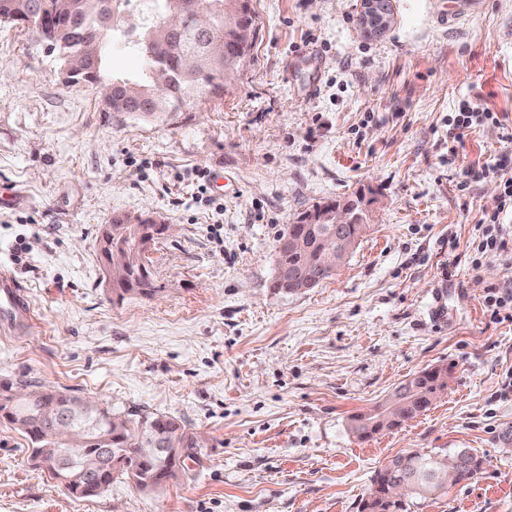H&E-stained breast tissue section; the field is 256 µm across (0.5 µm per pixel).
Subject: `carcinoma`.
<instances>
[{
	"instance_id": "obj_1",
	"label": "carcinoma",
	"mask_w": 512,
	"mask_h": 512,
	"mask_svg": "<svg viewBox=\"0 0 512 512\" xmlns=\"http://www.w3.org/2000/svg\"><path fill=\"white\" fill-rule=\"evenodd\" d=\"M132 1L138 2L141 13V26L136 29L127 26L124 16ZM31 2L33 0H17L13 22L27 26L30 35L36 39L43 27L69 29L77 21L86 27L97 26L107 0H71L70 11L59 7V0H41V9L35 15L30 12ZM198 2L212 13L224 47V62L207 61L192 73L185 74L182 72L183 56L190 52L207 56L209 43L206 40L191 37L183 43L164 45L157 61L145 54L144 44L149 38L162 36V20L179 9V0H112L117 12L113 14L112 28L105 33L104 43L124 40L144 58L141 75L137 78L115 76L112 81L121 82L128 92L154 102L153 109L138 113V118L163 120L179 116L199 103L222 95L224 69L234 64L240 44L254 42L256 24L250 0ZM50 51L62 58L80 53V47L66 35ZM160 64L165 66L169 76L163 88L153 77L154 67ZM333 206L332 202L317 205L304 213L299 221L309 220L321 227ZM159 223L161 220L152 216L112 218V249L128 256V264L112 279V300L121 303L127 299L150 298L158 291L152 266L142 254L161 238V232L153 228ZM329 245L330 237L327 236L322 245L310 251H278L276 263L317 268L322 263V247ZM447 371L444 366L430 367L413 377L412 384L426 392L444 390L447 388L444 382ZM77 401L79 397L53 387L9 380L0 382V420L27 435L32 444L30 460L34 461V467L48 473L57 485L72 494L97 496L116 478L129 479L143 490L157 491L180 479L184 459L190 457L191 450L202 447V437L173 416L153 413L133 420L114 412L109 406L84 410L75 405ZM59 410L68 413L71 429L83 440L82 449L71 458L73 473L83 471L97 457L99 449H110L108 468L92 484L83 487L74 483L64 485L54 465L39 463V459L61 447L56 440L59 420L55 412ZM151 431L157 436L171 431L180 433L179 447L163 459L156 457L150 451ZM451 454H459L464 460L462 469L452 476L447 474L444 465ZM482 466L483 460L467 448L410 451L375 471L368 492L357 503L358 512H414L420 502L473 478ZM397 478L414 483V490L405 500L391 498L392 483Z\"/></svg>"
}]
</instances>
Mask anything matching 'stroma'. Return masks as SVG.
<instances>
[{"instance_id":"obj_1","label":"stroma","mask_w":512,"mask_h":512,"mask_svg":"<svg viewBox=\"0 0 512 512\" xmlns=\"http://www.w3.org/2000/svg\"><path fill=\"white\" fill-rule=\"evenodd\" d=\"M382 34L360 0H251L258 38L223 96L167 123L106 112L63 85L54 53L0 23V269L35 322L0 335V381L31 380L201 433L176 484L118 479L82 498L30 464L0 422V512H357L375 470L418 448H470L476 477L416 512H512V321L487 287L512 252L471 266L498 213L512 145L487 123L448 156L461 101L512 124V0H393ZM494 166L490 177H466ZM223 174L196 201L198 171ZM358 199L367 231L315 288L273 290L277 236L301 213ZM159 215V292L112 301L99 230ZM443 289L448 320L427 314ZM448 387L368 440L352 415L431 366Z\"/></svg>"}]
</instances>
